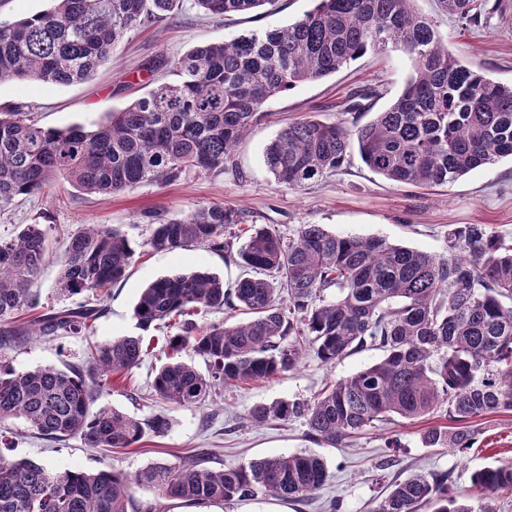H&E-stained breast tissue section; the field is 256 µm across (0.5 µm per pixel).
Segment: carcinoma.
I'll list each match as a JSON object with an SVG mask.
<instances>
[{
	"label": "carcinoma",
	"instance_id": "obj_1",
	"mask_svg": "<svg viewBox=\"0 0 512 512\" xmlns=\"http://www.w3.org/2000/svg\"><path fill=\"white\" fill-rule=\"evenodd\" d=\"M49 9L0 22V82L69 85L91 79L131 31L172 12L180 0H51ZM412 0H318L284 28L253 31L195 47L173 61L175 79L158 84L88 130L37 126L23 112H0V203L41 194L63 179L86 194H114L222 170L239 140L271 116L265 104L304 82L318 81L368 52H404L414 74L374 120L349 127L303 119L266 146L275 183L303 189L340 168L355 146L373 172L400 184L437 186L512 158V85L466 67L448 51V35L414 13ZM465 22L481 15L476 0H438ZM275 0H195L204 13L251 12ZM376 87L354 91L346 112H368ZM241 223L233 209L200 207L157 218L141 247L154 252L205 243L222 252L224 231ZM52 252L45 230L26 224L0 242V343L4 338L90 334L105 312L101 297L125 278L135 248L104 224L75 233L60 259L58 293L86 296L74 307L27 321L38 308L29 285ZM251 275L233 288L206 271L161 277L140 294L136 328L180 318L172 351L189 348L207 372L171 356L156 371L155 395L177 406L205 400L224 383L273 379L309 353L325 364L364 347L385 357L336 380L311 400L253 405L256 425L302 419L307 436L332 447L393 417L418 420L445 409L455 427L421 435L427 448L473 447L469 423L512 411V240L485 224L448 230L446 249L424 252L372 236L336 235L302 224L283 242L254 228L236 252ZM336 294H331V290ZM240 312L230 325L200 326L198 310ZM85 368L17 371L0 354V512H161L135 500L130 486L157 501L227 504L259 495L308 502L330 473L308 449L246 466L216 468L195 458L156 463L129 477L118 471L54 469L15 460L4 449L10 423L22 419L55 441L77 437L87 448H129L165 436L166 413L144 418L115 408L92 409L112 375L143 357V336L129 334L90 347ZM446 472L416 473L390 485L374 512H494L487 498L512 490V463L472 474L469 495L449 490ZM482 501L474 509L469 500Z\"/></svg>",
	"mask_w": 512,
	"mask_h": 512
}]
</instances>
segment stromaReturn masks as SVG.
I'll return each instance as SVG.
<instances>
[{
  "label": "stroma",
  "mask_w": 512,
  "mask_h": 512,
  "mask_svg": "<svg viewBox=\"0 0 512 512\" xmlns=\"http://www.w3.org/2000/svg\"><path fill=\"white\" fill-rule=\"evenodd\" d=\"M315 4L316 0H278L274 11L259 9L224 18L202 16L193 0H180L172 14L132 32L92 80L72 85L0 82V106H22L31 120L46 129L75 124L89 127L152 88L146 70L150 61L173 60L199 45L287 26ZM414 8L447 33L448 48L459 61L494 81L512 85V0H486L481 20L474 25L439 12L435 0H415ZM410 74L402 52L365 55L336 74L299 84L272 98L266 105L272 114L270 121L251 129L238 144L232 165L223 172L107 195H87L60 182L45 193L21 195L1 207L0 240L15 237L24 225L40 224L54 250L60 252L85 225L105 224L140 243L150 235L152 215L179 216L201 206H224L246 215V224L224 233L231 250L244 242L250 224L267 226L285 240L293 237L299 225L320 224L339 235L380 236L393 244L435 253L444 251L452 224H484L512 237V160L508 158L441 186L415 187L372 172L353 149L336 173L307 189L291 190L274 182L263 153L281 127L310 116L326 123L365 124L400 94ZM365 85L378 86L382 93L373 112L340 111V103ZM192 270L216 274L228 284L241 273L228 252H215L203 244L159 253L140 248L126 277L105 295L106 312L90 335L29 340L7 349L11 365L25 371L45 365L87 364L90 344L134 332L133 307L149 283ZM382 357V351L367 348L327 365L310 355L297 370L269 380L227 384L205 402L178 407L152 392L155 371L165 360L157 345L129 374L114 377L99 392L96 403L134 417L165 412L174 420L166 436H147L132 447L109 452L84 447L76 438L43 439L18 419L11 424L10 454L57 469L110 468L132 475L156 462L175 463L200 453L212 465L236 467L305 448L322 456L330 472L328 482L311 502L262 496L200 507L167 501L165 512H329L333 501L340 503L341 512H371L377 496L412 473L448 472L451 489L464 492L475 471L512 462V412L491 413L475 421L476 442L461 452L422 445L424 430L448 425V418L440 413L412 422L397 418L335 448L312 442L302 420L257 426L248 419L254 404L312 398L326 384ZM391 437L400 439L401 448H387Z\"/></svg>",
  "instance_id": "obj_1"
}]
</instances>
